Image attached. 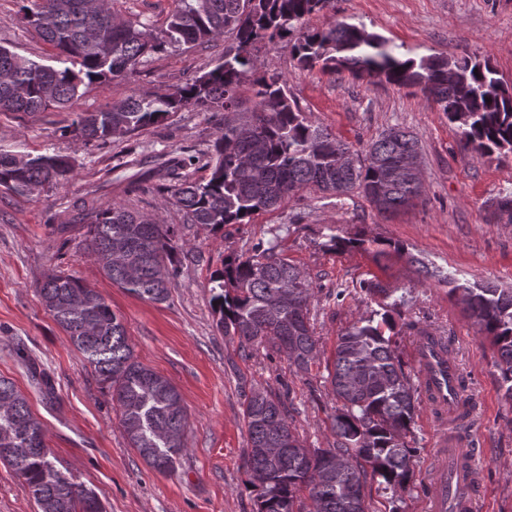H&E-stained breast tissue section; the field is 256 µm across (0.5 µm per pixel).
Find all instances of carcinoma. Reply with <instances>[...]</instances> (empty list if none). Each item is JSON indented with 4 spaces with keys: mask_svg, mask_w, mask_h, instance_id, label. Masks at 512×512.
Instances as JSON below:
<instances>
[{
    "mask_svg": "<svg viewBox=\"0 0 512 512\" xmlns=\"http://www.w3.org/2000/svg\"><path fill=\"white\" fill-rule=\"evenodd\" d=\"M23 22L55 50L57 66L39 64L0 46V112L34 114L63 108L97 80H124L143 58L168 45L209 46L229 38L218 63L173 90L152 98L133 96L96 112L76 115L64 134L77 142L122 138L193 108L223 112L201 181L169 186V199L187 221L217 231L250 224L289 196L313 188L338 199L358 193L379 198L383 215L415 206L422 182L391 179L384 166L420 153L409 131L391 128L358 154L356 165L336 167L334 142L350 146L310 121L288 96L277 73L250 78L253 54L277 40L291 44L300 70L347 71L356 80L378 79L419 89L448 121L463 130L462 148L479 158L512 152V87L491 62L477 57L401 58L389 41L357 24L307 25L328 0H174L167 25L155 35L142 23L117 18L112 0H24ZM249 83L260 120L261 145L253 148L231 124L242 110L241 87ZM75 160L63 155L30 156L0 151V192L31 196L36 189L68 184ZM490 215L512 222V195L488 204ZM87 250L101 273L139 298L168 300L177 268L164 257L175 227L155 216L114 204L89 209ZM279 234L222 263L211 275L217 327L241 347H270L307 372L319 359L311 325L312 282L278 250ZM474 319L478 334L497 347L504 397L512 403V288L466 282L451 289ZM38 294L70 343L93 367L119 407L129 447L152 468L175 469L184 450L187 410L177 387L137 361L126 327L104 296L84 281L52 269ZM400 297L353 322L337 338L326 365V383L341 406L332 421L329 448H309L288 422L281 398L261 388L246 397L242 412L249 448L247 467L256 491V512H367V483L403 488L413 476L415 449L406 441L419 405L418 387L405 371L392 337L408 331L425 336L413 322L397 327L392 313ZM0 463L21 478L37 512H105L96 493L57 467L46 448L45 430L15 383L0 376Z\"/></svg>",
    "mask_w": 512,
    "mask_h": 512,
    "instance_id": "cac0c4a2",
    "label": "carcinoma"
}]
</instances>
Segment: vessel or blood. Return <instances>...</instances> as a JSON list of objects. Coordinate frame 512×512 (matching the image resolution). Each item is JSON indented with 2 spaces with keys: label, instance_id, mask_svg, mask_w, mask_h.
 <instances>
[{
  "label": "vessel or blood",
  "instance_id": "vessel-or-blood-1",
  "mask_svg": "<svg viewBox=\"0 0 512 512\" xmlns=\"http://www.w3.org/2000/svg\"><path fill=\"white\" fill-rule=\"evenodd\" d=\"M413 355L423 367V379L429 384V397L434 398L440 407L454 406L451 389L459 374L458 367L449 359L436 337H424ZM438 445L443 449L441 457L446 468L440 473L431 501L432 512H471V492L480 471L479 458L468 450L449 447L448 438L444 435L439 436Z\"/></svg>",
  "mask_w": 512,
  "mask_h": 512
}]
</instances>
